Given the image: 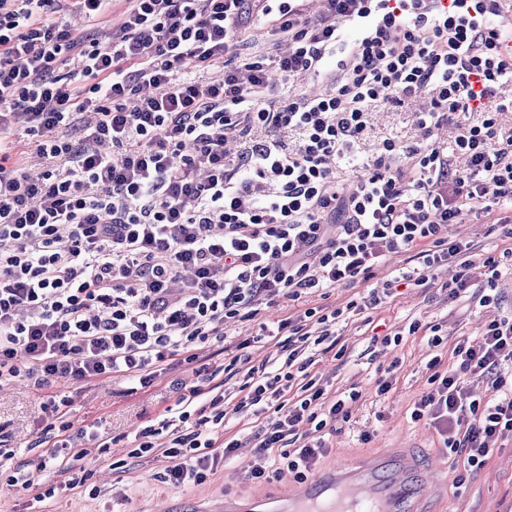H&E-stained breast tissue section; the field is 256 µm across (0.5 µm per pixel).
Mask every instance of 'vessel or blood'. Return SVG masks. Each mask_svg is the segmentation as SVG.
<instances>
[{"mask_svg":"<svg viewBox=\"0 0 512 512\" xmlns=\"http://www.w3.org/2000/svg\"><path fill=\"white\" fill-rule=\"evenodd\" d=\"M342 459L320 470L300 496L260 497L244 512H417L431 493L432 479H420L414 460L385 454Z\"/></svg>","mask_w":512,"mask_h":512,"instance_id":"b4317fda","label":"vessel or blood"}]
</instances>
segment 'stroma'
Listing matches in <instances>:
<instances>
[{"label": "stroma", "instance_id": "35a3bbf8", "mask_svg": "<svg viewBox=\"0 0 512 512\" xmlns=\"http://www.w3.org/2000/svg\"><path fill=\"white\" fill-rule=\"evenodd\" d=\"M417 110V103L409 102L375 112L366 152H373L387 138L416 141ZM493 220V215L486 214L454 226L452 232L500 257L499 307L479 305L476 295L483 282L478 276L459 299L449 298L438 288H407L377 309L342 322L338 332L344 356L323 355L316 366L330 390L342 396L354 390L360 393L350 405L349 423L342 433L330 436L323 466L390 449L412 453L421 466L442 476L426 505L428 512H512V440L501 442L486 465L471 473L464 471L461 460L448 458L425 422L410 417L414 401L429 387L427 363L431 357L440 356L444 364H451V350L460 337H476L486 320L512 316V259L502 255L503 246L491 230ZM414 321L440 325L447 342L433 349L426 336L407 335ZM399 330L404 333L399 344L386 347L380 343V334ZM389 367L396 376L395 388L388 395L377 396L375 381ZM175 380L188 385L195 382L193 366L171 361L151 388L134 393L118 376L84 385L58 383L56 390L70 401L68 422L76 428L97 425L99 433L113 444L93 449L80 472L83 486L68 488V475L51 465L36 473V483L56 489L55 496L45 502L34 503V490L0 482V512H213L227 495L282 493L297 486L295 474L288 471L267 482L252 479L246 467L252 450L247 446L239 448L233 460L220 462L207 482L188 489L163 480L169 464L161 451L165 436L156 438L157 449L151 455L130 457L143 423L175 405L178 394L171 386ZM51 393L21 382L0 386V449L11 453L10 459L0 463L4 468L49 455V448L36 446L35 441L47 426L43 405Z\"/></svg>", "mask_w": 512, "mask_h": 512}]
</instances>
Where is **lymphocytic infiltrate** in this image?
<instances>
[{"label":"lymphocytic infiltrate","instance_id":"f902f5d3","mask_svg":"<svg viewBox=\"0 0 512 512\" xmlns=\"http://www.w3.org/2000/svg\"><path fill=\"white\" fill-rule=\"evenodd\" d=\"M304 2L128 0L102 47L55 15L71 9L91 27L112 0H0V384L120 375L147 388L181 357L198 385L130 452L145 457L167 435L165 479L177 487L232 457L231 411L277 415L252 436L254 478L315 470L326 433L349 420L347 399L314 372L339 344L344 313L433 287L454 262L458 276L441 283L449 297L476 268L480 305L501 301L499 260L451 228L497 209L493 228L512 242V131L501 124L512 110V0H322L314 20ZM258 21L275 49L208 80ZM312 73L323 92H280L278 80ZM420 98L425 143L384 140L346 185L336 167L358 159L374 109ZM18 126L45 163L38 177L15 159ZM445 126L457 132L450 154L432 140ZM406 252L416 267L382 292L281 320L270 368L250 366V340L227 345L226 324L256 319L262 305L355 286ZM214 341L227 367L204 356ZM452 354L450 368L430 360L411 417L475 471L493 442L512 439V319L485 322L479 343L460 339ZM228 368L239 377L231 410ZM471 379L486 382L488 400Z\"/></svg>","mask_w":512,"mask_h":512}]
</instances>
